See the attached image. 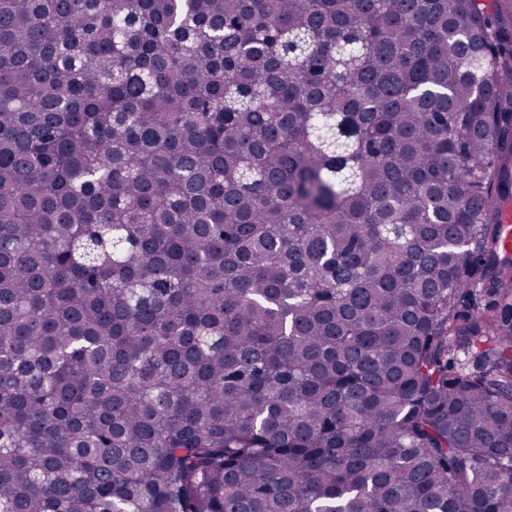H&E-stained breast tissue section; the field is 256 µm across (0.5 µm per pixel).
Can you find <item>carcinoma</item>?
I'll use <instances>...</instances> for the list:
<instances>
[{
  "label": "carcinoma",
  "instance_id": "1",
  "mask_svg": "<svg viewBox=\"0 0 512 512\" xmlns=\"http://www.w3.org/2000/svg\"><path fill=\"white\" fill-rule=\"evenodd\" d=\"M512 0H0V512H512Z\"/></svg>",
  "mask_w": 512,
  "mask_h": 512
}]
</instances>
